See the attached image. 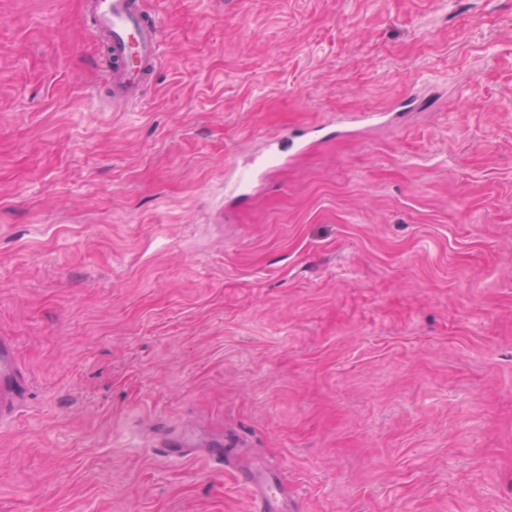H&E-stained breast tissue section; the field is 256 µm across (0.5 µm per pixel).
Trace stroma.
<instances>
[{"label": "stroma", "mask_w": 512, "mask_h": 512, "mask_svg": "<svg viewBox=\"0 0 512 512\" xmlns=\"http://www.w3.org/2000/svg\"><path fill=\"white\" fill-rule=\"evenodd\" d=\"M145 7L124 107L84 0H0V512H249L251 463L288 512H512V0ZM280 144V141H275L271 143L268 148V151L266 153L259 154L258 156H256L253 159L252 165L250 167H236L233 171V176L231 178L233 180L234 185L237 188H240L244 183L249 182L253 175L254 169L263 167L269 158L277 156L280 150ZM28 379L15 360L12 340L0 336V423L14 418L23 407L28 394ZM159 446L166 457L176 460H186L203 455L208 461L220 466H223L224 462L228 460V450L223 448L224 444L222 442L212 444L211 448H196L184 437L167 435Z\"/></svg>", "instance_id": "35a3bbf8"}]
</instances>
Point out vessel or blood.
Wrapping results in <instances>:
<instances>
[{
    "label": "vessel or blood",
    "instance_id": "b4317fda",
    "mask_svg": "<svg viewBox=\"0 0 512 512\" xmlns=\"http://www.w3.org/2000/svg\"><path fill=\"white\" fill-rule=\"evenodd\" d=\"M88 10L91 26L103 36L110 59L106 77L113 101L127 105L137 102L160 59L159 18L147 13L141 0H90ZM278 152V147H269L266 153L253 159L251 166L235 168L234 185L239 187L249 182L254 170L263 167ZM28 389V380L15 360L13 341L0 336V423L17 415L27 399ZM160 447L166 457L176 460L202 455L221 465L228 459L227 449L219 442L202 450L184 437L169 435ZM239 479L251 491L249 512H282L279 484L273 471L249 467L240 473Z\"/></svg>",
    "mask_w": 512,
    "mask_h": 512
}]
</instances>
